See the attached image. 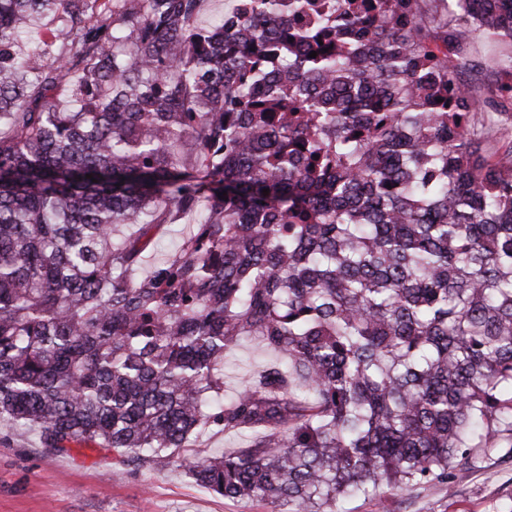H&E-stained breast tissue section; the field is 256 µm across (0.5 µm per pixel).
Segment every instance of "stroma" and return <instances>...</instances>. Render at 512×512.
I'll return each instance as SVG.
<instances>
[{"instance_id": "35a3bbf8", "label": "stroma", "mask_w": 512, "mask_h": 512, "mask_svg": "<svg viewBox=\"0 0 512 512\" xmlns=\"http://www.w3.org/2000/svg\"><path fill=\"white\" fill-rule=\"evenodd\" d=\"M273 358L250 344L235 348L224 364L225 391L249 385ZM248 443L245 434L214 432L190 440L165 467L136 469L108 451L57 453L41 447L36 430L0 427V512H271L262 502L215 495L188 475L197 459ZM473 456L451 482L386 496L382 512H512V450Z\"/></svg>"}]
</instances>
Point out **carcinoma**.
<instances>
[{
    "mask_svg": "<svg viewBox=\"0 0 512 512\" xmlns=\"http://www.w3.org/2000/svg\"><path fill=\"white\" fill-rule=\"evenodd\" d=\"M450 2L0 0V421L137 467L247 433L189 474L272 512L512 448V84L459 81L512 74V0ZM244 339L280 359L226 400ZM232 0H203L197 22L201 25L211 23L214 20L224 17V14L230 12L233 8ZM460 79L463 83L472 85L481 98H497L500 85L506 81L505 78L497 73L492 62L489 61L478 73L463 72ZM198 216L183 215L170 227L165 226L157 234V247L155 251L147 256V261L141 268L139 275L145 274L150 266L165 260L174 254L180 247L183 237L191 230V225L195 224Z\"/></svg>",
    "mask_w": 512,
    "mask_h": 512,
    "instance_id": "1",
    "label": "carcinoma"
}]
</instances>
